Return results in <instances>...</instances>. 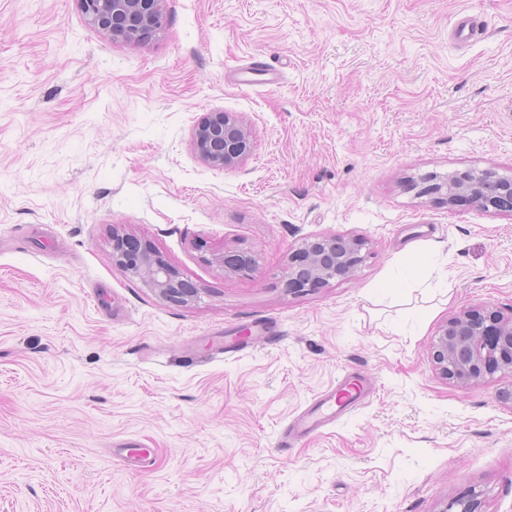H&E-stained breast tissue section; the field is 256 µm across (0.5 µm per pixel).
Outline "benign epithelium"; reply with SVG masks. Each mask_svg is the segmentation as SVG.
Wrapping results in <instances>:
<instances>
[{"instance_id":"1","label":"benign epithelium","mask_w":512,"mask_h":512,"mask_svg":"<svg viewBox=\"0 0 512 512\" xmlns=\"http://www.w3.org/2000/svg\"><path fill=\"white\" fill-rule=\"evenodd\" d=\"M87 24L113 41L141 43L163 33L167 25L166 0H76ZM195 157L214 169H227L243 162L253 150L252 132L227 112H211L193 132ZM444 194L448 205L470 203L488 212H512V177L492 172L456 173L446 181L434 182L420 195ZM120 235L112 238V260L139 277L160 297L185 302L198 296V289L187 290L179 271L147 246H141L136 258L126 259L119 248ZM359 238L318 236L301 247L299 261L291 257L288 283L298 291L311 285H327L336 278L350 277L363 262ZM233 262L224 256L215 258L223 269L235 274L254 271L250 252L241 249ZM431 358L440 374L456 384H472L512 374V315L484 304L465 309L439 327L431 348Z\"/></svg>"}]
</instances>
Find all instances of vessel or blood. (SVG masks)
Instances as JSON below:
<instances>
[{"label": "vessel or blood", "mask_w": 512, "mask_h": 512, "mask_svg": "<svg viewBox=\"0 0 512 512\" xmlns=\"http://www.w3.org/2000/svg\"><path fill=\"white\" fill-rule=\"evenodd\" d=\"M365 388L360 380L346 382L342 389L333 395L317 399L299 416H297L281 433V446H289L292 442L318 432L334 423L353 407L361 403ZM113 456L119 457L127 465L147 467L154 461V451L150 448L137 447L136 443H125L124 447L113 449Z\"/></svg>", "instance_id": "b4317fda"}]
</instances>
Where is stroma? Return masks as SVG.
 <instances>
[{"label":"stroma","instance_id":"stroma-1","mask_svg":"<svg viewBox=\"0 0 512 512\" xmlns=\"http://www.w3.org/2000/svg\"><path fill=\"white\" fill-rule=\"evenodd\" d=\"M166 10L133 45L75 0H0V512H440L471 493L512 512V374L461 386L431 360L452 315L512 311V214L415 188L512 177V0ZM214 111L253 132L237 167L191 149ZM116 232L198 299L116 265ZM315 235L362 237L364 260L291 293L288 253ZM234 248L252 275L216 263ZM354 373L364 404L281 447ZM129 440L153 466L113 456Z\"/></svg>","mask_w":512,"mask_h":512}]
</instances>
